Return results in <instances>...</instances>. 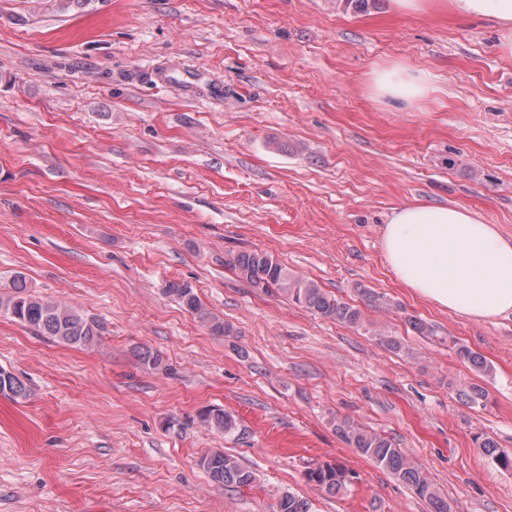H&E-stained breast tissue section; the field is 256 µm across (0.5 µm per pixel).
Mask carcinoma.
<instances>
[{"label": "carcinoma", "instance_id": "cac0c4a2", "mask_svg": "<svg viewBox=\"0 0 512 512\" xmlns=\"http://www.w3.org/2000/svg\"><path fill=\"white\" fill-rule=\"evenodd\" d=\"M225 264L250 284L266 289L273 288L316 315L351 326L361 322V312L357 307L327 293L316 281L290 273L266 252L232 253L225 259ZM11 288V292L0 295L1 314L71 347L92 349L101 342L105 326L99 319L85 314L75 306L31 293L27 289L25 276L20 272L13 275ZM166 292L211 333L217 336L234 335L232 325L210 312L191 284L170 281ZM134 355L141 365L149 369H158L163 364L162 357L145 346L136 347ZM0 391L14 394L15 402H21L30 396V387L17 375L2 367ZM200 419L204 425L224 435H232L237 430L235 417L222 409H208L201 413ZM336 431L359 453L410 487L417 497L429 505L430 512H451L448 500L440 496L428 474L402 449L396 447L392 440L349 418L340 420ZM477 445L493 462L503 468L512 469V451L498 447L487 438L477 442ZM198 465L220 486L250 488L256 481L253 471L243 467L235 456L222 450L203 454L198 459ZM305 478L329 495H344L349 491L353 475L341 464L314 463L305 471ZM275 512H312V508L306 499L291 492H283L277 498Z\"/></svg>", "mask_w": 512, "mask_h": 512}]
</instances>
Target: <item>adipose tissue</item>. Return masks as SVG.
Segmentation results:
<instances>
[{"mask_svg": "<svg viewBox=\"0 0 512 512\" xmlns=\"http://www.w3.org/2000/svg\"><path fill=\"white\" fill-rule=\"evenodd\" d=\"M398 11L449 10L488 17L501 31V48L512 56V0H394ZM377 97L427 96L422 74L394 65L375 71ZM382 248L397 281L440 309L475 320L512 313V240L495 225L459 206L411 204L393 211Z\"/></svg>", "mask_w": 512, "mask_h": 512, "instance_id": "1", "label": "adipose tissue"}]
</instances>
